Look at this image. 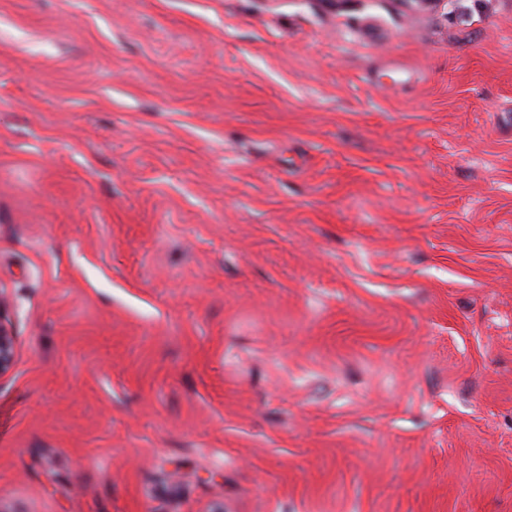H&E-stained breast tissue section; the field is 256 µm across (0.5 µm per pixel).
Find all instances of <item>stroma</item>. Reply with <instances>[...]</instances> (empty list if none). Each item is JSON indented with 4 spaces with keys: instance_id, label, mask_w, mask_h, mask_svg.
I'll return each instance as SVG.
<instances>
[{
    "instance_id": "1",
    "label": "stroma",
    "mask_w": 512,
    "mask_h": 512,
    "mask_svg": "<svg viewBox=\"0 0 512 512\" xmlns=\"http://www.w3.org/2000/svg\"><path fill=\"white\" fill-rule=\"evenodd\" d=\"M0 512H512V0H0ZM14 358V341L11 326L0 314V374L8 370Z\"/></svg>"
}]
</instances>
